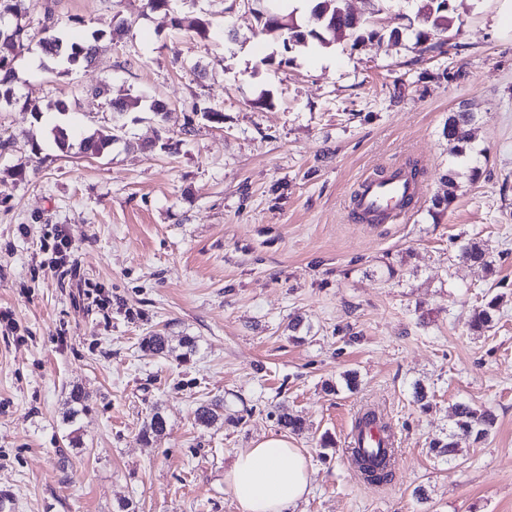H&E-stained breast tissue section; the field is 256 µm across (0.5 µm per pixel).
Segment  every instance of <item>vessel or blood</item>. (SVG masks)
<instances>
[{
    "instance_id": "vessel-or-blood-1",
    "label": "vessel or blood",
    "mask_w": 512,
    "mask_h": 512,
    "mask_svg": "<svg viewBox=\"0 0 512 512\" xmlns=\"http://www.w3.org/2000/svg\"><path fill=\"white\" fill-rule=\"evenodd\" d=\"M420 188L410 178H376L363 181L355 198L356 206L367 218L396 219L408 197L418 195Z\"/></svg>"
}]
</instances>
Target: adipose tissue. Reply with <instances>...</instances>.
<instances>
[{
	"label": "adipose tissue",
	"mask_w": 512,
	"mask_h": 512,
	"mask_svg": "<svg viewBox=\"0 0 512 512\" xmlns=\"http://www.w3.org/2000/svg\"><path fill=\"white\" fill-rule=\"evenodd\" d=\"M224 483L238 512H295L310 492L311 476L300 449L272 435L239 451Z\"/></svg>",
	"instance_id": "ef3b65f1"
}]
</instances>
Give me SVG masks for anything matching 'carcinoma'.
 <instances>
[{
  "mask_svg": "<svg viewBox=\"0 0 512 512\" xmlns=\"http://www.w3.org/2000/svg\"><path fill=\"white\" fill-rule=\"evenodd\" d=\"M31 0H0V100L10 103L14 99L13 83L16 79L14 64L24 52L32 47H37L41 55L51 61L58 70V74L65 75L74 69L86 64H91L97 54V42L99 33L94 32L91 38L84 42H74L56 28V23L42 22L41 26L32 27L28 15ZM417 15L421 16L419 24L421 29L417 31L416 39L425 45V50L434 51L442 48V43L435 40L437 33L448 29L450 20L447 10L442 8L441 0H420ZM341 0H318L312 8V15L318 25L317 41L322 45H329L336 40V35L331 30V23H336V29L343 28L344 19L339 12ZM345 29V28H343ZM345 35L353 39V44L364 40V36L380 35L374 29L346 28ZM475 118L471 112H456L448 117V124L443 133L448 140L460 147V154H465L466 145L470 140V126ZM51 134L56 147L62 152H70L75 149L80 154L101 156L117 140V135L107 131L96 130L91 135L74 144L70 141L68 130L65 126L56 124L51 128ZM460 172L454 168L448 170L446 183H448L447 195L438 200L437 204L450 206L457 197L459 188L458 179ZM459 258L464 262L482 268L489 265L486 250L478 242H470L463 246L459 252ZM502 296L497 295L485 303L475 307L469 320V328L472 333L480 335L493 327L497 318ZM140 348L157 357L176 356L181 361H187L198 348L196 338L193 336H181L174 338L161 333H154L142 339ZM87 407L86 395L79 388L70 392L68 408L63 415V423L72 425L77 416ZM222 405L218 402H210L197 407L194 413V421L201 427L208 428L221 417ZM452 426L448 436L444 440L437 441L432 447L438 449V454L451 461L458 451L456 437L460 434L472 436L474 440H483L490 434L495 416L486 408H479L470 402H458L451 408ZM278 424L290 434H300L305 430L304 421L297 415L285 410L278 416ZM167 428V422L160 412L151 416L150 422L142 429V438L146 441L163 435ZM394 448L384 444L379 448H352L351 463L357 475L364 482L382 486L391 482L393 478L392 458Z\"/></svg>",
  "mask_w": 512,
  "mask_h": 512,
  "instance_id": "1",
  "label": "carcinoma"
}]
</instances>
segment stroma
<instances>
[{"label":"stroma","instance_id":"35a3bbf8","mask_svg":"<svg viewBox=\"0 0 512 512\" xmlns=\"http://www.w3.org/2000/svg\"><path fill=\"white\" fill-rule=\"evenodd\" d=\"M450 4L441 51L422 52L416 0H344L382 39L291 50L259 34L260 0H176L169 12L32 0V22L49 14L61 31L105 37L65 77L23 54L17 100L0 104V494L12 512H117L123 499L137 512H237L224 473L281 434L284 408L306 422L292 438L312 471L297 512H512V0ZM121 19L130 33L107 39ZM201 19L216 38L196 34ZM126 95L142 104L101 157L62 154L56 112L38 122L21 105L66 100L78 141L111 126L108 102ZM155 100L171 108L166 123ZM204 108L222 121L202 120ZM460 110L475 115L463 157L443 134ZM396 163L417 168L419 201L400 223H359V181ZM470 166L479 178L436 207L448 170ZM61 229L62 271L50 264ZM471 241L490 271L460 260ZM496 295L498 323L472 334V309ZM296 316L311 328L301 342ZM154 332L196 337L198 351L145 354ZM75 387L88 409L69 426ZM214 400L223 419L197 426L196 407ZM462 400L496 423L485 440L460 439L449 463L430 444ZM369 408L395 438L383 486L362 482L348 453ZM157 411L167 431L143 440Z\"/></svg>","mask_w":512,"mask_h":512}]
</instances>
